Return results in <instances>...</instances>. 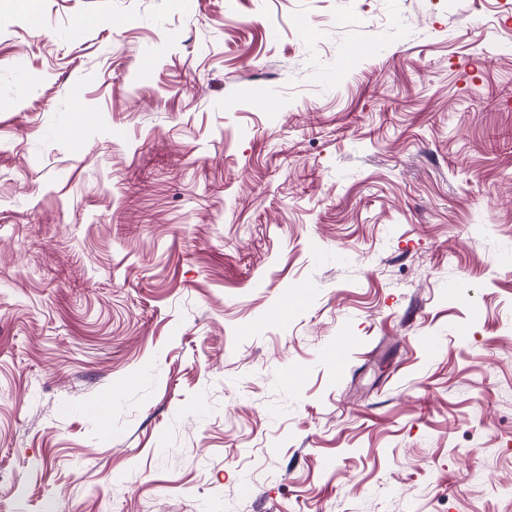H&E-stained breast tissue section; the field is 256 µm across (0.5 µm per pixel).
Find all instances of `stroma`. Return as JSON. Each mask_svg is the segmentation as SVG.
Instances as JSON below:
<instances>
[{
    "instance_id": "35a3bbf8",
    "label": "stroma",
    "mask_w": 512,
    "mask_h": 512,
    "mask_svg": "<svg viewBox=\"0 0 512 512\" xmlns=\"http://www.w3.org/2000/svg\"><path fill=\"white\" fill-rule=\"evenodd\" d=\"M0 512H512V0H0Z\"/></svg>"
}]
</instances>
